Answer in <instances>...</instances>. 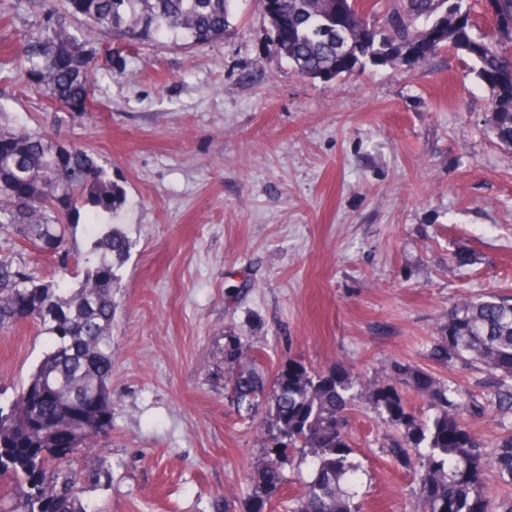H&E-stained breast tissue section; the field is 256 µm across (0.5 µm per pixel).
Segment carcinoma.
I'll list each match as a JSON object with an SVG mask.
<instances>
[{
  "instance_id": "obj_1",
  "label": "carcinoma",
  "mask_w": 512,
  "mask_h": 512,
  "mask_svg": "<svg viewBox=\"0 0 512 512\" xmlns=\"http://www.w3.org/2000/svg\"><path fill=\"white\" fill-rule=\"evenodd\" d=\"M237 0H66L25 30L14 54L16 73L54 107L92 111L95 76L123 70L115 47H95L100 36L120 45L159 38L208 44L232 25ZM269 40L307 79L352 76L365 67L367 46L391 47L386 63L423 62L464 38L478 43L472 62L491 94L490 129L512 148V0H497L498 21L480 36L474 26L445 14L448 0H397L375 22L373 6L357 0H264ZM83 18L89 37L80 39L68 18ZM125 202L94 155L81 145L0 121V229L68 261L67 233L78 207L112 213ZM132 242L112 227L93 243L79 287L63 294L51 281L27 272L14 258H0V332L32 323L51 337L43 359L16 401L0 406V477L11 478L0 512H87L79 496L80 477L56 461L110 435L112 424V291ZM439 362H477L491 374L489 387L499 411L512 413V297L464 299L448 307L432 348ZM231 365L225 388L238 415L250 419L267 408L262 439L269 456L250 477V512L277 504L284 512H360L354 501L349 413L359 398L373 406L394 430L386 452L417 475L419 512H512V499L493 502L483 491L490 466L512 485V429L497 436L493 451L460 418L458 390L409 364L394 362L381 380L356 393L357 381L343 367L315 371L299 364L270 373L259 360L257 342L238 339L224 351ZM426 399L431 414L411 412L405 392ZM300 451L311 473L301 493L283 499L287 482L281 454Z\"/></svg>"
}]
</instances>
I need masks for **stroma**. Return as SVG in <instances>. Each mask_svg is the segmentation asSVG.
I'll list each match as a JSON object with an SVG mask.
<instances>
[{
  "label": "stroma",
  "instance_id": "obj_1",
  "mask_svg": "<svg viewBox=\"0 0 512 512\" xmlns=\"http://www.w3.org/2000/svg\"><path fill=\"white\" fill-rule=\"evenodd\" d=\"M0 59L45 0H0ZM100 79L92 118L49 110L0 62V117L92 150L126 192L115 213L81 212L61 267L0 233V257L77 288V264L108 227L132 242L113 293L112 433L70 457L111 480L83 486L91 512H247L263 455L256 423L224 388L230 337L258 339L271 370L345 366L361 382L418 366L501 416L483 365L430 355L443 312L464 297L512 295V148L490 131L489 92L450 50L307 79L270 50L262 0H238L223 39L125 49ZM49 338L0 334V406L12 403ZM361 512H417L416 483L384 448L379 414H351Z\"/></svg>",
  "mask_w": 512,
  "mask_h": 512
}]
</instances>
